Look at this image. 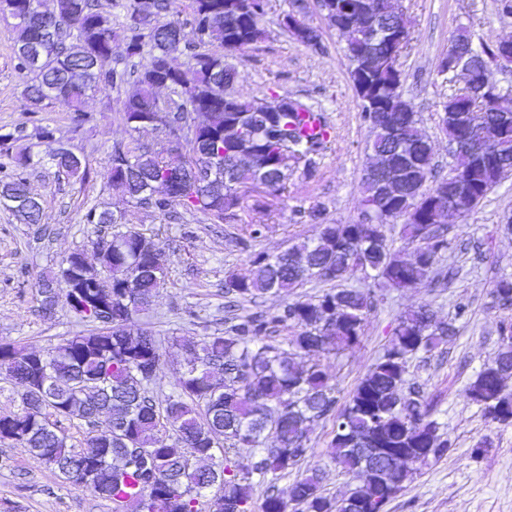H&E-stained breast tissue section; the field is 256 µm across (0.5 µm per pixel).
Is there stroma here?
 <instances>
[{"instance_id": "stroma-1", "label": "stroma", "mask_w": 512, "mask_h": 512, "mask_svg": "<svg viewBox=\"0 0 512 512\" xmlns=\"http://www.w3.org/2000/svg\"><path fill=\"white\" fill-rule=\"evenodd\" d=\"M400 4L409 30L408 46L398 61L403 97L420 116L436 171L444 175L450 157L439 116L443 102L463 83L446 82L438 65L459 26L471 30L475 43L492 45L512 37V15H501L497 0H400ZM291 11L319 28L322 50L306 47L283 29L282 18ZM263 27L264 38L245 53L225 55L226 63L238 72L232 92L244 100L279 95L308 104L323 113L335 138L312 175L299 168L290 171L285 197L257 208L255 191L244 190L235 218L216 222L182 208L172 218L137 205L103 178L102 166L115 144L134 152L171 145L164 131L136 130L123 120L122 104L137 91L133 82L102 83L89 92L83 104L88 119L79 126L59 106L37 113L25 110L24 84L14 69L16 34L11 23L0 18V135L9 136L14 151L32 156L34 163L22 176L42 205L37 224L19 223L0 205V340L44 351L62 338L86 331V324L63 303L51 319H43L33 278L58 270L72 251L91 247L97 234L94 225L84 223L83 215L95 205L137 225L166 247V284L150 311L139 315L138 324L164 344L163 373L155 391L167 395L175 390L179 367L186 359L184 351L168 347V340L195 341L223 327L224 278L247 274L250 252L277 254L316 239L320 225L299 217L311 208L324 209L333 224L362 222L360 179L370 160L372 135L360 119L344 36L328 27L315 0H269ZM61 147L89 161L91 175L86 181L66 177L52 164L51 155ZM507 213L512 214V179L495 187L474 211L449 224L450 248L439 263L446 275L443 287L424 283L384 290L368 316L361 342L341 356L320 357L337 386L338 400L346 401L388 345L401 311L428 303L445 319L455 318L458 303L469 306L467 316L455 319L457 333L448 344L419 352L409 367L452 448L406 482L386 512H512V425L485 420L467 396L468 385L500 344L504 314L495 307L492 293L500 277L512 276V236L499 230ZM250 224H264L268 230L250 241L245 232ZM188 308L193 311L189 317L184 314ZM308 434V456L281 480V487L316 469L326 496H345L355 482L331 459V422L312 423ZM0 512H112V504L67 482L25 448L0 444Z\"/></svg>"}]
</instances>
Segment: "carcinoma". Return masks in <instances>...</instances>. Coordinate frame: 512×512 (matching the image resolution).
I'll return each instance as SVG.
<instances>
[{"instance_id":"obj_1","label":"carcinoma","mask_w":512,"mask_h":512,"mask_svg":"<svg viewBox=\"0 0 512 512\" xmlns=\"http://www.w3.org/2000/svg\"><path fill=\"white\" fill-rule=\"evenodd\" d=\"M54 10H38L33 0H0L14 8L15 69L30 80L24 89L26 110L61 106L84 121L87 93L100 83L134 80L139 92L122 106L131 127L155 112L166 113L164 131L179 140L192 115L208 108V125L193 132L189 154L180 164L186 181L176 196L145 190L150 181L165 180L161 152L131 154L116 144L104 164L111 187L132 201L162 213L180 205L224 221L235 216L241 190L261 180L270 183L266 196L280 197L288 177L281 175L284 151L311 173L334 140L328 123L318 131L304 127L300 113L313 108L293 101L284 112H263L254 101L235 96L224 101V55L206 50L218 42L228 50L260 40L267 0H192L188 15L176 0H153L151 18L136 25L128 9L126 61L112 66L109 49L112 17L96 0H55ZM328 25L344 28L351 80L361 99L360 118L373 135L371 161L362 176L363 204L372 203L365 224H326L319 209L308 211L322 225L318 238L271 255H249L250 273L224 279V297L255 299L278 295L312 280H371L373 288H330L319 295L285 301L274 310L236 315L224 321V332L170 346L189 352L191 366L180 370L177 388L154 394L161 373V344L138 327L135 315L150 308L168 276L164 249L143 232L118 221L113 213L90 207L86 224H115L111 238L98 243L99 267L83 270L79 252L71 268L40 274L34 287L41 316L50 319L66 303L94 329L63 339L43 353H26L0 342V378L22 387L21 409L0 415V443L12 442L86 492L112 503V512H202L207 490L217 488L213 512H254L253 495L264 488L260 512H289V502L306 512H345L341 501L321 492L313 472L286 488L280 480L309 451L308 426L333 423L334 461L345 473L362 479L350 497L368 503L391 501L389 484H404L413 470L448 453L452 443L429 413L424 392L412 382L410 360L429 352L454 334L452 323L440 322L427 304L400 313L383 354L357 384L343 408L336 406L335 385L315 356L342 354L357 344L368 314L376 306L375 288H411L434 278L448 251L442 209L458 195L472 196L471 208L504 179L512 167V90L494 78L500 44L476 45L466 26L451 43L473 51L478 63L471 80L487 87L486 100L464 87L443 103L446 111L465 109L462 124L448 121L443 132L450 146L448 174L431 179L433 149L420 129L421 120L403 99L401 73L382 59L387 47L375 40L380 24L394 20L406 29L396 0H321ZM191 25L196 41L173 38ZM38 43V65L26 67L25 51ZM149 53L150 63L136 68L133 59ZM178 55L190 66L178 74L158 73V62ZM158 88L182 98L160 103ZM58 170L81 181L90 174L84 159L60 151ZM0 205L24 224H38L42 207L23 179L0 176ZM403 220L396 227L397 220ZM414 245L420 261L406 263L388 232ZM499 306L512 309V278L494 289ZM294 334L277 336L282 329ZM308 355L314 360L303 363ZM148 365L151 382L136 376ZM512 371V334L501 337L495 358L468 387L471 401L491 418L482 399L497 398L512 409L505 390ZM79 421L89 429L84 441L72 442L64 423ZM235 448L251 449L245 465L230 456Z\"/></svg>"}]
</instances>
